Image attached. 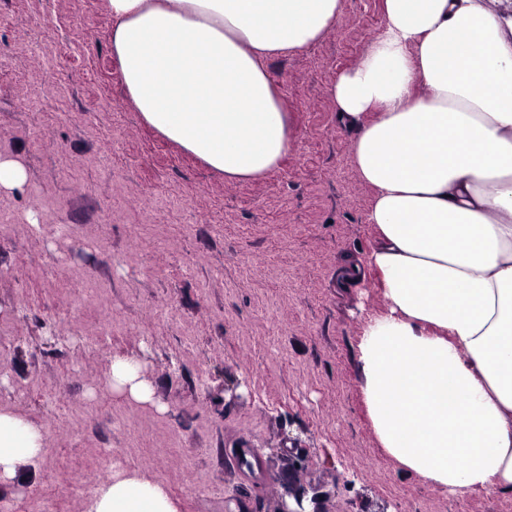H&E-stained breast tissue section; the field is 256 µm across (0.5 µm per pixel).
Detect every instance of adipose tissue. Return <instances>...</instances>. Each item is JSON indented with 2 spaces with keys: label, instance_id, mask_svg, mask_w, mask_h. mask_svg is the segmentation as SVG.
<instances>
[{
  "label": "adipose tissue",
  "instance_id": "obj_1",
  "mask_svg": "<svg viewBox=\"0 0 512 512\" xmlns=\"http://www.w3.org/2000/svg\"><path fill=\"white\" fill-rule=\"evenodd\" d=\"M110 44L145 123L230 180L292 146L269 58L330 31L342 0H107ZM384 26L331 88L356 129L386 315L359 339L377 440L423 480L512 491V0H384ZM141 361L116 354L109 390L152 402ZM45 432L0 409V484ZM83 512H179L165 485L113 466Z\"/></svg>",
  "mask_w": 512,
  "mask_h": 512
}]
</instances>
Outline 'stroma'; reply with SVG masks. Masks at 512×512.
Here are the masks:
<instances>
[{
  "label": "stroma",
  "instance_id": "35a3bbf8",
  "mask_svg": "<svg viewBox=\"0 0 512 512\" xmlns=\"http://www.w3.org/2000/svg\"><path fill=\"white\" fill-rule=\"evenodd\" d=\"M78 9L0 0V158L28 175L6 201L23 216L32 195L64 201L71 227L62 241L24 219L0 232V408L46 432L40 462L20 465L0 498L13 512L40 497L81 512L66 482L111 448L161 481L179 512H254L282 494L283 463L257 479L232 448H285L293 436L299 478L334 485L336 512H512L511 491L454 494L398 465L363 402L357 343L385 303L376 274L341 287L346 258L366 255L377 232L355 132L329 88L376 35L383 0H343L332 31L268 60L292 146L240 183L142 123L104 0L86 18ZM90 279L107 286L113 352L141 360L154 402L110 394L109 357L81 358L72 344L102 322L97 304L57 321L66 283Z\"/></svg>",
  "mask_w": 512,
  "mask_h": 512
}]
</instances>
